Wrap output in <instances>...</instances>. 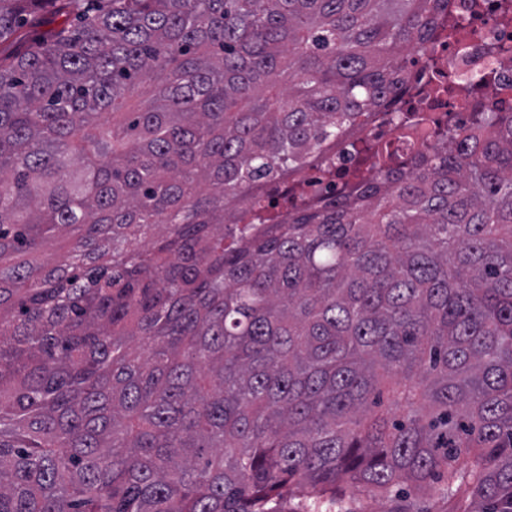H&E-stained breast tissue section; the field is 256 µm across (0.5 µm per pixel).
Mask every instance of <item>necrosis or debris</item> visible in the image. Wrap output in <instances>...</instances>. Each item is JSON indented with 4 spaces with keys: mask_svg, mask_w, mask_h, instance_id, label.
I'll use <instances>...</instances> for the list:
<instances>
[{
    "mask_svg": "<svg viewBox=\"0 0 512 512\" xmlns=\"http://www.w3.org/2000/svg\"><path fill=\"white\" fill-rule=\"evenodd\" d=\"M496 15L497 0H448L444 23L446 29L455 27V36H448L445 29L433 42L431 54L435 68L426 67L420 60L412 67L415 93L423 100L422 121L407 125L400 113L376 112L360 132V140L382 145L395 158L403 159L431 142L432 129L443 116H453L460 123L469 122L473 110L471 102L447 95H431V86L439 80L454 83L469 76L494 73L497 85L486 92L482 103L495 105L501 91L512 88V57L495 56L489 51L495 43L512 46V27L499 24ZM360 167L366 174L374 172L372 163H359L352 141H341L331 152L313 160L288 179L278 181L277 186L280 191L292 192L311 202L318 191L331 185L332 174L348 175Z\"/></svg>",
    "mask_w": 512,
    "mask_h": 512,
    "instance_id": "necrosis-or-debris-1",
    "label": "necrosis or debris"
}]
</instances>
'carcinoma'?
Segmentation results:
<instances>
[{
  "mask_svg": "<svg viewBox=\"0 0 512 512\" xmlns=\"http://www.w3.org/2000/svg\"><path fill=\"white\" fill-rule=\"evenodd\" d=\"M447 9L0 0V512L434 480L512 512V107L345 194L262 196L396 103Z\"/></svg>",
  "mask_w": 512,
  "mask_h": 512,
  "instance_id": "carcinoma-1",
  "label": "carcinoma"
}]
</instances>
